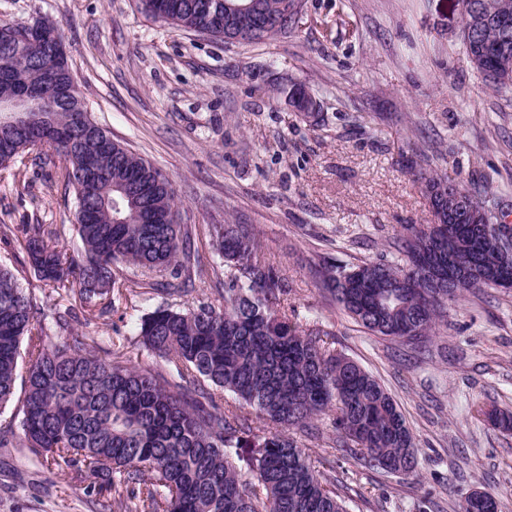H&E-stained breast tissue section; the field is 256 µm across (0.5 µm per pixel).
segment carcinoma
Listing matches in <instances>:
<instances>
[{
  "mask_svg": "<svg viewBox=\"0 0 512 512\" xmlns=\"http://www.w3.org/2000/svg\"><path fill=\"white\" fill-rule=\"evenodd\" d=\"M197 0H140L146 17L175 28L211 27L215 38H234L228 17L194 15ZM257 19L269 27L246 40L260 44L286 31L300 0H256ZM478 8L512 18V0H475ZM0 24V94L27 92L58 103L65 76L40 65L42 52L14 59ZM464 55L481 61L477 72L496 89L500 80L498 34L466 28ZM287 97L310 125L327 115L305 85L288 81ZM310 99L313 111L302 100ZM47 147L63 164L73 186L75 226L81 248L69 255L55 244L48 224H26L18 240L36 278L59 296L78 297L82 313L103 315L114 297L138 296L152 280L121 281L116 266L128 264L168 273L169 292L191 281L196 259L191 234L179 224L172 185L134 151L107 149L102 128L72 126L55 112L46 127L0 131V166ZM426 188L450 197L470 191L452 181L426 179ZM211 241L224 259L223 304L182 309L158 307L135 328L141 346L171 365L170 377L120 355L98 356L86 338L71 333L62 343L33 346L24 379L20 422L25 447L51 457L62 469H84L97 493L119 486L128 495L112 499V512H347L332 469H315L306 449L286 431L311 433L314 419L336 410L332 427L343 456L372 468L389 462L415 468L414 437L394 399L355 361L326 346L320 333L302 328L288 314V284L281 268L257 255L258 244L241 224H211ZM451 242L438 241L430 225L407 228L399 250L403 263L329 262L316 269L322 288L368 332L419 345L443 316L425 267L448 276V253L467 276L452 291L512 283V251L495 243L484 224H453ZM40 310L14 272L0 265V407L15 392L20 340L32 335ZM232 393L242 402L220 407L215 397ZM284 428L256 436L255 420Z\"/></svg>",
  "mask_w": 512,
  "mask_h": 512,
  "instance_id": "carcinoma-1",
  "label": "carcinoma"
}]
</instances>
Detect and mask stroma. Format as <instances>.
<instances>
[{"label":"stroma","instance_id":"35a3bbf8","mask_svg":"<svg viewBox=\"0 0 512 512\" xmlns=\"http://www.w3.org/2000/svg\"><path fill=\"white\" fill-rule=\"evenodd\" d=\"M301 3L298 23L254 47L151 20L139 0H0V21H56L85 108L170 180L202 259L188 294L120 301L74 329L100 356L120 343L131 364L153 363L134 336L138 318L220 305L224 266L207 227L251 225L298 323L375 376L414 435V471L389 473L335 457L331 414L318 435L295 433L315 468L335 459L348 512H458L475 490L512 512V431L486 416L512 413V290L457 292L414 348L366 332L315 275L325 259L400 262L405 226L429 219V177L499 196L512 225V89L492 90L467 63L453 0ZM291 79L322 102L326 129L286 103ZM76 207L47 149L0 167V225H54L70 251ZM22 259L0 236V264L43 312L36 334L64 341L54 315L65 301ZM85 486L29 449L0 448V512H104Z\"/></svg>","mask_w":512,"mask_h":512}]
</instances>
